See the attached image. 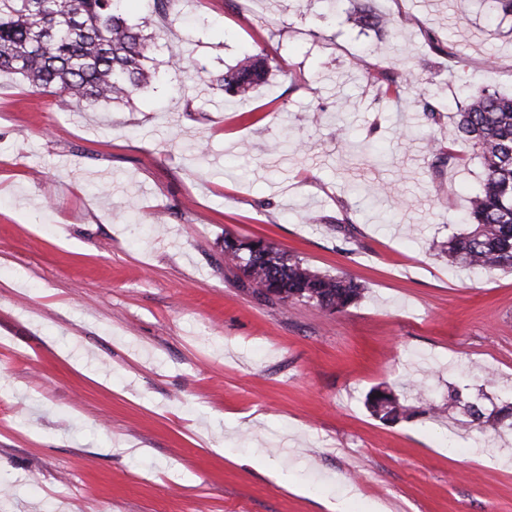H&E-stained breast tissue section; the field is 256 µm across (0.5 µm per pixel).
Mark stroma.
Returning <instances> with one entry per match:
<instances>
[{"label":"stroma","instance_id":"1","mask_svg":"<svg viewBox=\"0 0 512 512\" xmlns=\"http://www.w3.org/2000/svg\"><path fill=\"white\" fill-rule=\"evenodd\" d=\"M362 4L392 26H355ZM120 8L154 38L148 89L62 110L0 73V512H512L511 432L365 405L411 379L419 407L452 387L512 403V274L440 252L484 175L455 114L512 92V16L495 0ZM262 48L251 97L212 88ZM383 69L440 122L380 98ZM228 235L362 295L330 315L264 302L225 267ZM377 393H381V396H377ZM405 402L404 397L401 399L387 387L382 389V386L372 389L366 397V405L372 415L386 423H396L403 419H411L426 414L435 418L441 416L432 407L419 411L411 408Z\"/></svg>","mask_w":512,"mask_h":512}]
</instances>
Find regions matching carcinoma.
<instances>
[{
	"mask_svg": "<svg viewBox=\"0 0 512 512\" xmlns=\"http://www.w3.org/2000/svg\"><path fill=\"white\" fill-rule=\"evenodd\" d=\"M120 0H0V72L21 76L37 91H53L65 108L122 100L151 85L146 69L153 40L141 34L118 9ZM362 28L381 29L392 20L370 9L357 11ZM265 51L247 55L213 77L216 89L241 98L252 95L269 73ZM381 98L396 101L412 92L407 80L380 70L368 73ZM424 115L436 122L442 109L424 91L416 93ZM461 141L479 151L484 169L480 190L471 197L466 230L443 245L448 262L476 273L512 271V95L484 89L456 112ZM224 264L239 272L266 302L288 309L296 304L321 313L342 312L360 298L354 279L310 269L298 257L263 239L224 237ZM448 400L458 405L465 431L509 429L512 405L489 408L455 388ZM375 417L386 423L429 414L415 410L388 388L366 397Z\"/></svg>",
	"mask_w": 512,
	"mask_h": 512,
	"instance_id": "cac0c4a2",
	"label": "carcinoma"
}]
</instances>
